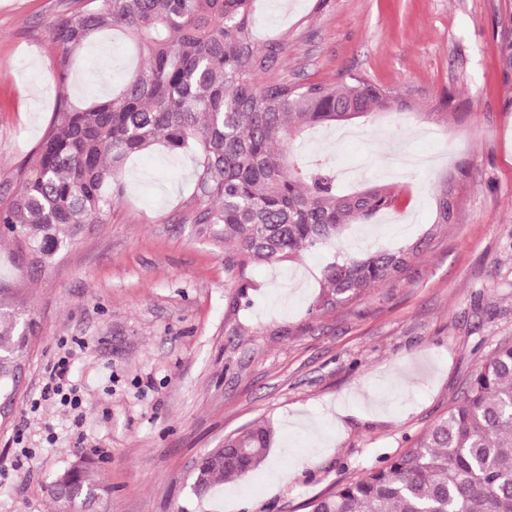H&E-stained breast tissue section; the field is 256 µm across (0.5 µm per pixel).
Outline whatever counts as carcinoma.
<instances>
[{
	"label": "carcinoma",
	"instance_id": "1",
	"mask_svg": "<svg viewBox=\"0 0 512 512\" xmlns=\"http://www.w3.org/2000/svg\"><path fill=\"white\" fill-rule=\"evenodd\" d=\"M255 0H86L51 26L59 53L52 69L57 100L49 125L0 199V398L17 396L16 368L29 337L39 333L1 300L49 274L58 256L89 224H104L112 199L124 195L128 159L157 144L195 160L188 204L191 230L224 245L240 280L237 303L253 283L247 269L294 262L303 252L336 248L311 305L334 310L369 288L391 282L424 250L420 239L361 258L343 253L340 235L395 208L387 185H346L319 157H299L294 140L316 128L369 125L382 112L414 106L447 119L458 113L454 94L414 97L358 73L332 83L296 84L278 73L288 33L256 39ZM130 40L139 67L106 98L84 108L67 95L74 54L95 34ZM499 63L512 83V13L497 22ZM464 171L431 183L434 225L454 221L448 195L459 194ZM274 430L251 423L202 455L204 483L259 468ZM69 507L95 500L96 485L82 463L62 473ZM310 512H512V342L497 345L467 380L448 412L410 448L358 479L334 485L309 503Z\"/></svg>",
	"mask_w": 512,
	"mask_h": 512
}]
</instances>
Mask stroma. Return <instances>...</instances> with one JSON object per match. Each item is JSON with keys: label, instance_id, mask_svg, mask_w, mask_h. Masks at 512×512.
Returning <instances> with one entry per match:
<instances>
[{"label": "stroma", "instance_id": "obj_1", "mask_svg": "<svg viewBox=\"0 0 512 512\" xmlns=\"http://www.w3.org/2000/svg\"><path fill=\"white\" fill-rule=\"evenodd\" d=\"M76 0H0V194L56 103L50 25ZM512 0H256L260 35L281 31L295 83L357 71L414 95L453 91L458 120L412 108L363 137L316 131L300 145L338 173L385 183L398 211L352 225V255L426 238L397 280L315 313L329 250L240 273L195 236L182 203L193 164L157 146L128 161L106 223L86 228L20 293L39 326L10 422L0 426V512H61L48 485L83 460L104 488L93 512H308L306 504L405 452L447 413L476 368L512 341V112L493 32ZM134 46L93 36L68 86L83 107L137 65ZM462 168L458 217L429 233L427 182ZM72 349L79 408L40 402L43 372ZM274 429L248 476L192 488L191 465L253 422Z\"/></svg>", "mask_w": 512, "mask_h": 512}]
</instances>
